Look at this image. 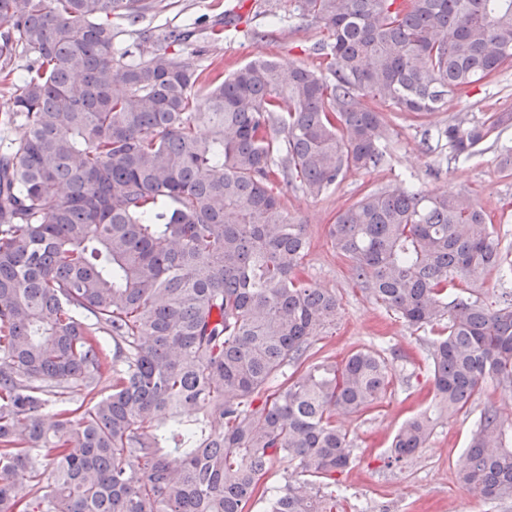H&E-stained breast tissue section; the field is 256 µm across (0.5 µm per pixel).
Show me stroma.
I'll list each match as a JSON object with an SVG mask.
<instances>
[{"label":"stroma","instance_id":"obj_1","mask_svg":"<svg viewBox=\"0 0 512 512\" xmlns=\"http://www.w3.org/2000/svg\"><path fill=\"white\" fill-rule=\"evenodd\" d=\"M141 27L186 32L181 57L197 69L217 65L231 73L251 60L258 48L287 66L323 71L328 64L325 57L311 52L318 28L298 15L293 0H164L163 8L138 23L113 20L117 60L127 61ZM215 28L223 31L217 41L209 38ZM254 29L265 31L266 40L253 41L250 32ZM509 109L512 68L491 83L449 92L439 110L421 118L400 111L391 102L378 104L389 130L387 154L378 167L366 173H347L338 186L316 197L294 185L281 188L289 221L305 225L308 233L304 267L309 281L335 293L339 300L336 324L316 341V349L338 362L362 347L404 354L394 363L391 394L368 413L336 418L349 436L354 459L352 468L336 478V498L344 512H362L366 507L373 512H512V502L490 503L457 479V463L483 407L493 406L512 421V392L493 382L483 384L466 410L439 419L427 447L411 465L401 469L385 466L401 423L430 404L433 382L427 345L438 331L407 327L394 313L367 299L355 283L348 261L327 238V228L338 212L365 192L411 185L423 192L470 194L489 215L502 244L512 246V169L502 168L499 159L502 145L512 146V129L467 161L452 158L442 135L456 115L484 119Z\"/></svg>","mask_w":512,"mask_h":512}]
</instances>
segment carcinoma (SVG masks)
I'll use <instances>...</instances> for the list:
<instances>
[{"label":"carcinoma","mask_w":512,"mask_h":512,"mask_svg":"<svg viewBox=\"0 0 512 512\" xmlns=\"http://www.w3.org/2000/svg\"><path fill=\"white\" fill-rule=\"evenodd\" d=\"M162 2L0 0V126L25 129L0 153V512H338L325 488L352 454L336 415L375 408L393 360L361 348L306 365L338 300L306 278V228L278 186L318 196L377 167L376 102L425 115L511 66L512 0H296L326 74L259 55L203 75L177 30L139 32V59L116 61L112 18ZM511 126L512 112L461 116L444 135L469 158ZM328 238L366 297L443 325L438 412L486 381L512 389V291L491 308L456 287L512 278L470 196L370 191ZM104 379L109 393L49 411ZM435 422L406 420L386 466L412 460ZM509 439L485 407L460 483L512 500ZM278 459L294 475L271 487Z\"/></svg>","instance_id":"1"}]
</instances>
